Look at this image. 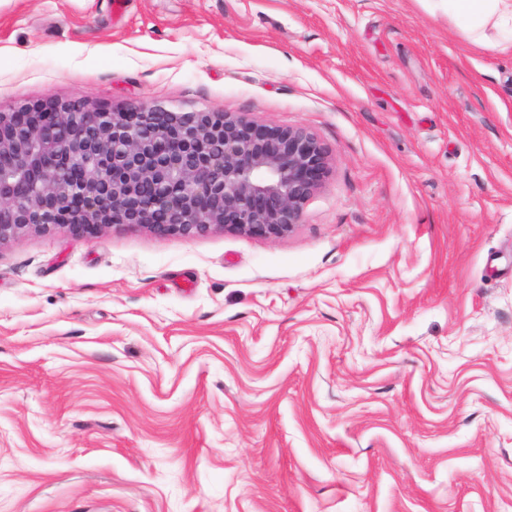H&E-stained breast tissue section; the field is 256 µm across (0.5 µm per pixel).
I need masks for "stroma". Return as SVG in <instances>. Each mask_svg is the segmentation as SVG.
Returning a JSON list of instances; mask_svg holds the SVG:
<instances>
[{
    "label": "stroma",
    "instance_id": "obj_1",
    "mask_svg": "<svg viewBox=\"0 0 512 512\" xmlns=\"http://www.w3.org/2000/svg\"><path fill=\"white\" fill-rule=\"evenodd\" d=\"M0 0L51 95L312 132L289 236L0 246V512H512V41L424 0Z\"/></svg>",
    "mask_w": 512,
    "mask_h": 512
}]
</instances>
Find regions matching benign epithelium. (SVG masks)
<instances>
[{
	"label": "benign epithelium",
	"instance_id": "benign-epithelium-1",
	"mask_svg": "<svg viewBox=\"0 0 512 512\" xmlns=\"http://www.w3.org/2000/svg\"><path fill=\"white\" fill-rule=\"evenodd\" d=\"M330 171L304 127L48 96L0 113V246L111 227L162 241L217 231L279 239L302 223Z\"/></svg>",
	"mask_w": 512,
	"mask_h": 512
}]
</instances>
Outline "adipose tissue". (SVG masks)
<instances>
[{
	"label": "adipose tissue",
	"mask_w": 512,
	"mask_h": 512,
	"mask_svg": "<svg viewBox=\"0 0 512 512\" xmlns=\"http://www.w3.org/2000/svg\"><path fill=\"white\" fill-rule=\"evenodd\" d=\"M448 15L465 37L484 43L490 32H512V0H444Z\"/></svg>",
	"instance_id": "obj_1"
}]
</instances>
